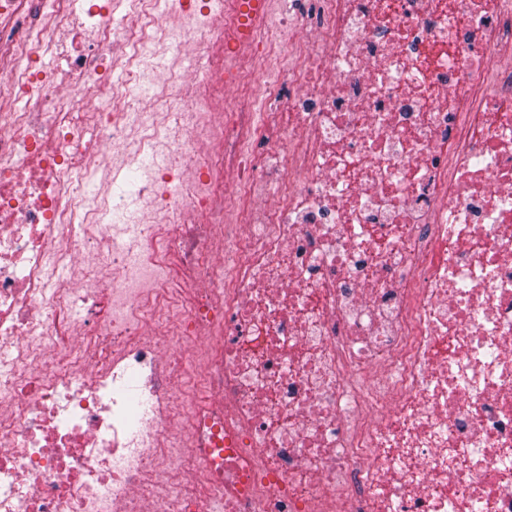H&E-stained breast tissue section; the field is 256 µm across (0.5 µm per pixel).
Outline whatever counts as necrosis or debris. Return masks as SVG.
<instances>
[{
    "instance_id": "4bbe7bcc",
    "label": "necrosis or debris",
    "mask_w": 512,
    "mask_h": 512,
    "mask_svg": "<svg viewBox=\"0 0 512 512\" xmlns=\"http://www.w3.org/2000/svg\"><path fill=\"white\" fill-rule=\"evenodd\" d=\"M308 2L0 0V512H512V0ZM156 39L207 58L160 108ZM141 164L133 165L123 169L118 175L112 178L105 190H100L95 180L88 181L86 186V198L88 202L102 209L105 206V199L111 195L123 196L127 203L135 204L142 193L145 184V167L152 161V153L145 150L141 155Z\"/></svg>"
}]
</instances>
